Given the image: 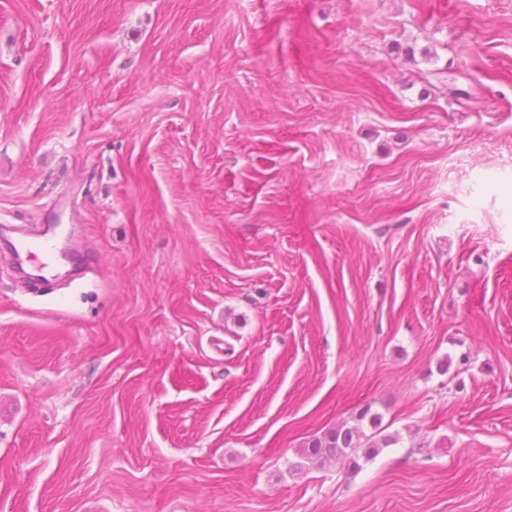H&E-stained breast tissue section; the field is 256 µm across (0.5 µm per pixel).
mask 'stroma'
Returning <instances> with one entry per match:
<instances>
[{
    "label": "stroma",
    "instance_id": "stroma-1",
    "mask_svg": "<svg viewBox=\"0 0 512 512\" xmlns=\"http://www.w3.org/2000/svg\"><path fill=\"white\" fill-rule=\"evenodd\" d=\"M47 224L94 271L0 248V512H512V0H0ZM367 418L373 428L378 426L380 415L371 414V406L367 405L360 410L354 419V424L338 425L309 439L304 445L300 458L305 463L312 464L323 463L330 459L342 460L347 462L349 469L359 470V451L362 450L365 457V448H387L398 442V438L393 435H383L376 439L380 432L369 436L363 425Z\"/></svg>",
    "mask_w": 512,
    "mask_h": 512
}]
</instances>
